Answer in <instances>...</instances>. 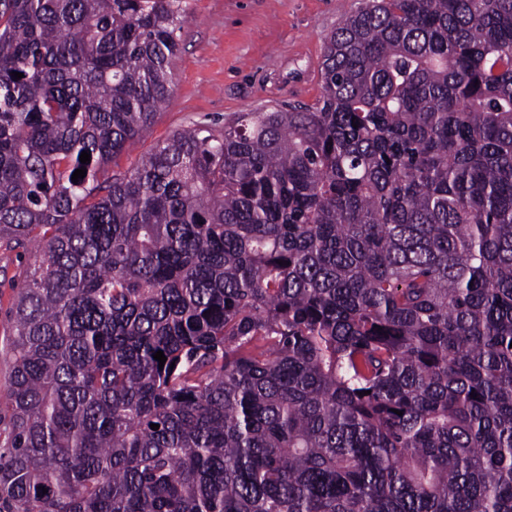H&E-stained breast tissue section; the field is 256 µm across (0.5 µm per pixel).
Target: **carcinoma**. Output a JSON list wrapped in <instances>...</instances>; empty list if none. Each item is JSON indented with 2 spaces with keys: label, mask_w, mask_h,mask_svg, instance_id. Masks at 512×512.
<instances>
[{
  "label": "carcinoma",
  "mask_w": 512,
  "mask_h": 512,
  "mask_svg": "<svg viewBox=\"0 0 512 512\" xmlns=\"http://www.w3.org/2000/svg\"><path fill=\"white\" fill-rule=\"evenodd\" d=\"M185 19L0 0V512H512V0H365L314 105L105 176ZM34 261L30 254H21L16 251L11 253H2L0 251V394L4 393L8 384L9 362L8 357L2 352L5 335L7 330V321L9 319V309L15 293L14 285L17 281H13L15 274L26 268ZM2 267V268H1ZM7 268L6 274L2 269Z\"/></svg>",
  "instance_id": "obj_1"
}]
</instances>
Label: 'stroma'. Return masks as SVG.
<instances>
[{
	"label": "stroma",
	"instance_id": "stroma-1",
	"mask_svg": "<svg viewBox=\"0 0 512 512\" xmlns=\"http://www.w3.org/2000/svg\"><path fill=\"white\" fill-rule=\"evenodd\" d=\"M361 0H186L188 20L172 61L174 93L149 133L114 172L130 170L173 131L219 129L237 112L314 104L321 94L326 37ZM33 258L0 252V335L7 329L14 276Z\"/></svg>",
	"mask_w": 512,
	"mask_h": 512
}]
</instances>
